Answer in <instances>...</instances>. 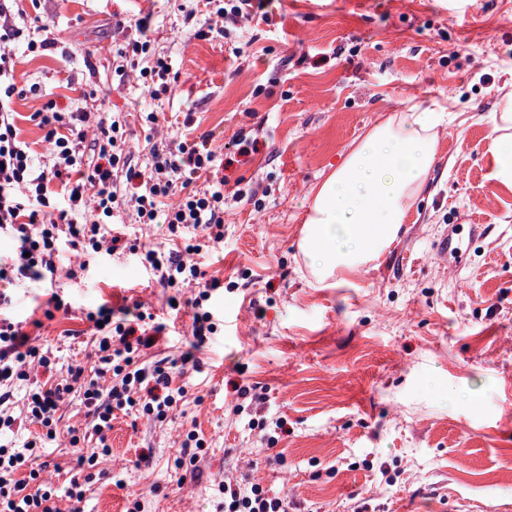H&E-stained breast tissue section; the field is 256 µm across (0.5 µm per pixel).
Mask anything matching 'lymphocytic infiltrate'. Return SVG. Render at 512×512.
Segmentation results:
<instances>
[{
	"label": "lymphocytic infiltrate",
	"instance_id": "obj_1",
	"mask_svg": "<svg viewBox=\"0 0 512 512\" xmlns=\"http://www.w3.org/2000/svg\"><path fill=\"white\" fill-rule=\"evenodd\" d=\"M10 51L0 49V229L9 230L17 242L10 266L0 267V281L40 279L55 273L62 246L82 252L84 258L66 270L68 278L87 271L91 262L114 255L121 241L117 228L108 225L118 207L115 169L126 157L120 122L93 123L90 112H43L39 124L46 140L54 147L50 169L37 170L34 151L21 140L16 126L12 98L18 89L13 81ZM95 126L97 161L91 168L82 165L85 129ZM150 174L135 168L124 169L128 182L144 181L143 193L135 195V211L140 223L162 224L171 249H148L139 259L153 272L164 288L198 285L191 300L193 337L189 350L182 352V363L195 359V352L215 335L218 325L209 307L214 291L224 283L207 277L197 257L204 243L224 240V190L214 187L193 189L195 176L209 170L216 158L205 143L184 141L174 150H153ZM183 190L181 202L163 207L162 201L176 190ZM201 230L202 241L185 236V229ZM101 364L98 376H86L82 367L70 369L66 381L53 379L35 383L28 398L26 414L8 413L10 399L5 386L29 380V360L49 368L50 358L31 343V336L8 320L0 321V431H14L22 423L51 428L65 397L79 394L93 419V434L102 454H109L108 434L112 414L117 410H138L156 420H164L184 398L183 387L173 386L162 366L136 365L134 352L148 348L154 339L144 327L142 314L123 310L114 317L109 304L88 312ZM111 374L110 385H101L99 375ZM43 438L37 437L16 450L0 444V512H59L56 493L40 483L35 464L42 456ZM224 512H285L283 502L265 495L259 485L242 494L233 484L224 486Z\"/></svg>",
	"mask_w": 512,
	"mask_h": 512
}]
</instances>
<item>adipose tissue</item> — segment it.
Segmentation results:
<instances>
[{"label":"adipose tissue","instance_id":"1","mask_svg":"<svg viewBox=\"0 0 512 512\" xmlns=\"http://www.w3.org/2000/svg\"><path fill=\"white\" fill-rule=\"evenodd\" d=\"M437 124L431 113L417 110L387 118L313 190L300 248L317 281L388 252L434 165ZM494 129V176L511 184L512 139L506 132L512 129V97Z\"/></svg>","mask_w":512,"mask_h":512}]
</instances>
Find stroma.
Listing matches in <instances>:
<instances>
[{"mask_svg": "<svg viewBox=\"0 0 512 512\" xmlns=\"http://www.w3.org/2000/svg\"><path fill=\"white\" fill-rule=\"evenodd\" d=\"M12 107L22 140L51 164L31 116L87 110L126 123L128 161L207 138L224 180V244L203 260L224 287V329L192 340L188 310L131 254L84 277L17 281L0 318L31 330L59 367H93L88 311L140 304L166 330L142 359L165 362L184 401L165 422L115 411L111 455L80 464L61 406L44 479L86 482L83 512H224L225 480L257 483L286 512H512V185L493 177L492 130L512 96V0H271L272 24L198 36L208 0H9ZM148 18L140 30V18ZM52 32L44 55L28 40ZM150 42L136 66L116 53ZM176 80L153 99L154 58ZM439 116L437 159L380 260L317 283L299 248L312 190L374 125L409 109ZM157 112L154 126L141 116ZM247 196L235 199L234 191ZM204 442L182 460L188 431Z\"/></svg>", "mask_w": 512, "mask_h": 512, "instance_id": "35a3bbf8", "label": "stroma"}]
</instances>
